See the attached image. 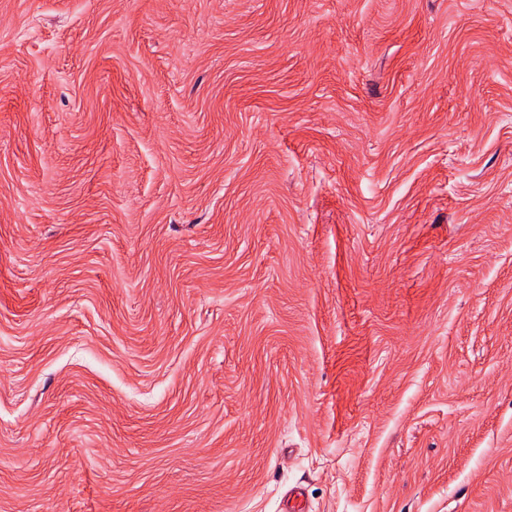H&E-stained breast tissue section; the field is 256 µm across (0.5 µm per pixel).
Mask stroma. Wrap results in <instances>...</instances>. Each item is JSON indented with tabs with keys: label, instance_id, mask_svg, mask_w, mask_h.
<instances>
[{
	"label": "stroma",
	"instance_id": "1",
	"mask_svg": "<svg viewBox=\"0 0 512 512\" xmlns=\"http://www.w3.org/2000/svg\"><path fill=\"white\" fill-rule=\"evenodd\" d=\"M512 512V0H0V512Z\"/></svg>",
	"mask_w": 512,
	"mask_h": 512
}]
</instances>
